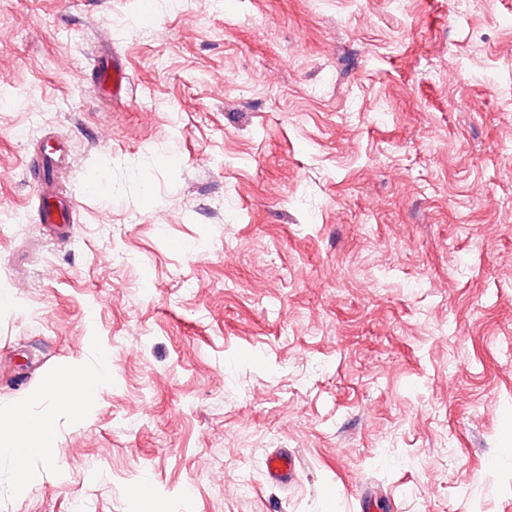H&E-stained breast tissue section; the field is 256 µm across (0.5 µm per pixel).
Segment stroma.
Returning a JSON list of instances; mask_svg holds the SVG:
<instances>
[{
	"mask_svg": "<svg viewBox=\"0 0 512 512\" xmlns=\"http://www.w3.org/2000/svg\"><path fill=\"white\" fill-rule=\"evenodd\" d=\"M223 2L0 0V408L111 373L0 512H512V0ZM92 85L102 95L112 93V97L121 98L129 88V74L125 63L112 57V66L108 63L93 78ZM35 189L39 196V206L36 210L38 224H74V205L72 201L56 194L51 180L41 179L37 181ZM266 477L269 481L285 485L295 481L297 476L295 458L288 448H278L266 460Z\"/></svg>",
	"mask_w": 512,
	"mask_h": 512,
	"instance_id": "1",
	"label": "stroma"
}]
</instances>
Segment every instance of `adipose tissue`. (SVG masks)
<instances>
[{
    "mask_svg": "<svg viewBox=\"0 0 512 512\" xmlns=\"http://www.w3.org/2000/svg\"><path fill=\"white\" fill-rule=\"evenodd\" d=\"M108 379L106 367L90 371L74 365L47 380L41 396L52 407L78 413L106 385ZM55 439L56 429L51 417L35 416L24 410L12 411L0 417V452L14 456V477L18 481H25L28 459L32 454L51 457Z\"/></svg>",
    "mask_w": 512,
    "mask_h": 512,
    "instance_id": "1",
    "label": "adipose tissue"
}]
</instances>
